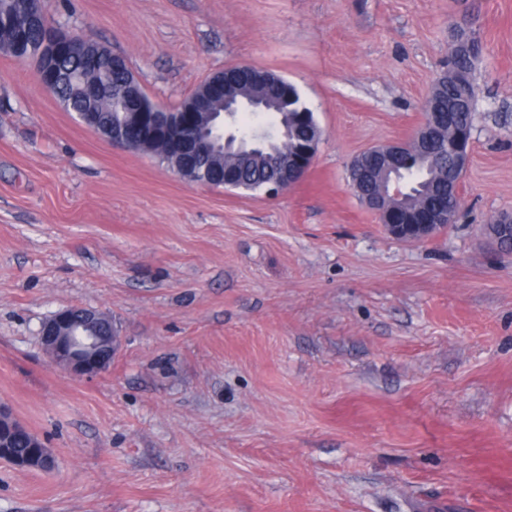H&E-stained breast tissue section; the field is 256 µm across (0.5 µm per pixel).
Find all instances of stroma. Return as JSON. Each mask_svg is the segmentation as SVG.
I'll return each mask as SVG.
<instances>
[{"label":"stroma","instance_id":"35a3bbf8","mask_svg":"<svg viewBox=\"0 0 512 512\" xmlns=\"http://www.w3.org/2000/svg\"><path fill=\"white\" fill-rule=\"evenodd\" d=\"M124 55L154 103L234 64L296 86L323 130L275 196L190 182L117 148L0 51V403L50 448L0 463V512H512V0H44ZM483 45L457 221L414 242L349 161L409 138L454 24ZM109 313L111 368L39 342ZM71 309L72 307L63 308L45 319L41 324L39 336L50 338L60 336V338H63L65 336L64 332H61L59 335L57 334L59 330L63 329L72 320ZM95 344L93 336H84V344L82 347H76L71 344L69 349L61 347L56 357L48 347L45 348L46 354L52 360L54 365L65 370L76 378H91L96 376L112 366V359L115 358L117 350L111 347L105 348L96 357L85 358L84 351L89 350Z\"/></svg>","mask_w":512,"mask_h":512}]
</instances>
